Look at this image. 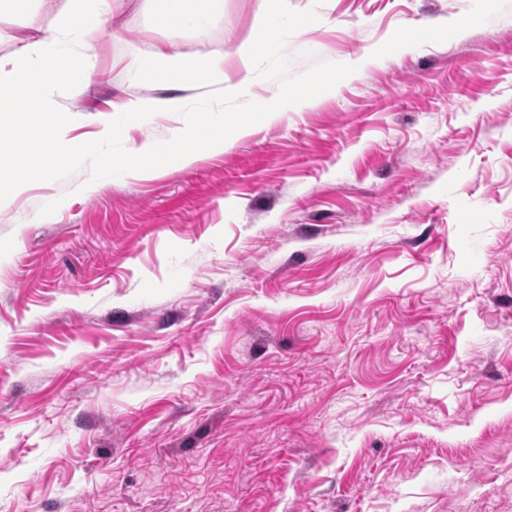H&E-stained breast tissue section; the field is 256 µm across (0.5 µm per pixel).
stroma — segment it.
<instances>
[{"mask_svg": "<svg viewBox=\"0 0 512 512\" xmlns=\"http://www.w3.org/2000/svg\"><path fill=\"white\" fill-rule=\"evenodd\" d=\"M139 2L53 88L74 143L179 92ZM266 4L183 54L238 80ZM288 4L290 74H355L190 165L0 197V512H512V0ZM48 24L0 17V55Z\"/></svg>", "mask_w": 512, "mask_h": 512, "instance_id": "1", "label": "stroma"}]
</instances>
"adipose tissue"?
I'll use <instances>...</instances> for the list:
<instances>
[{
  "instance_id": "1",
  "label": "adipose tissue",
  "mask_w": 512,
  "mask_h": 512,
  "mask_svg": "<svg viewBox=\"0 0 512 512\" xmlns=\"http://www.w3.org/2000/svg\"><path fill=\"white\" fill-rule=\"evenodd\" d=\"M48 15V29L37 36L19 38L13 51L0 56V102L7 101L18 113L13 138L22 146L19 160L0 170V192L23 189L34 178L49 174L68 156L70 146L59 126L45 116L52 105L50 90L59 81L79 82L94 73L97 59L93 43L99 36V21L108 19L116 0H35ZM154 15L156 26L167 34L158 46L144 77L166 73L184 88L220 97L250 94L253 62L267 51L268 39L258 34L237 50L245 64L239 80L224 77V58L202 53L185 59L179 40L185 29H193L198 40L208 36L212 20L224 12V0H161Z\"/></svg>"
}]
</instances>
